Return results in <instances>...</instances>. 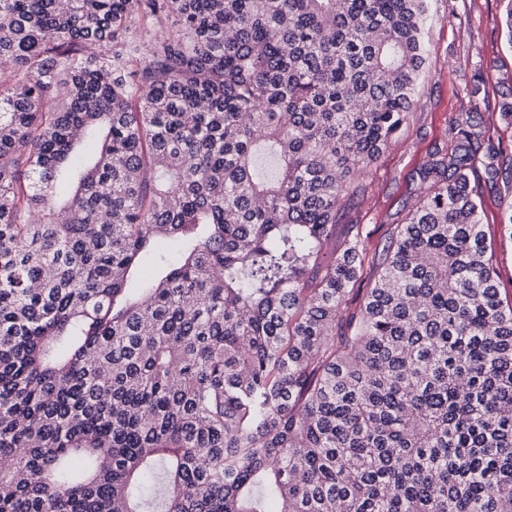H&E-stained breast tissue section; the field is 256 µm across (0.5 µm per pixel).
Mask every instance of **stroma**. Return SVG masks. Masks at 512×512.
<instances>
[{
    "label": "stroma",
    "instance_id": "35a3bbf8",
    "mask_svg": "<svg viewBox=\"0 0 512 512\" xmlns=\"http://www.w3.org/2000/svg\"><path fill=\"white\" fill-rule=\"evenodd\" d=\"M507 0H432L433 22L427 43L431 63L421 81L410 131L372 165L371 193L349 211L363 225L369 254H381L396 220L404 218L421 195L413 179L435 145L448 139V117L468 104L466 88L485 77L479 98L490 116L502 92L512 88V40L505 27ZM489 251L500 273L501 296L512 301V237L503 233L504 207L498 194L483 199Z\"/></svg>",
    "mask_w": 512,
    "mask_h": 512
}]
</instances>
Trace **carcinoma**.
<instances>
[{"label":"carcinoma","mask_w":512,"mask_h":512,"mask_svg":"<svg viewBox=\"0 0 512 512\" xmlns=\"http://www.w3.org/2000/svg\"><path fill=\"white\" fill-rule=\"evenodd\" d=\"M430 2L0 0V512H512V152L461 109L323 251ZM498 194L487 193L483 199L484 229L489 252L493 255L500 273L501 296L512 301V239L501 230L504 205Z\"/></svg>","instance_id":"obj_1"}]
</instances>
